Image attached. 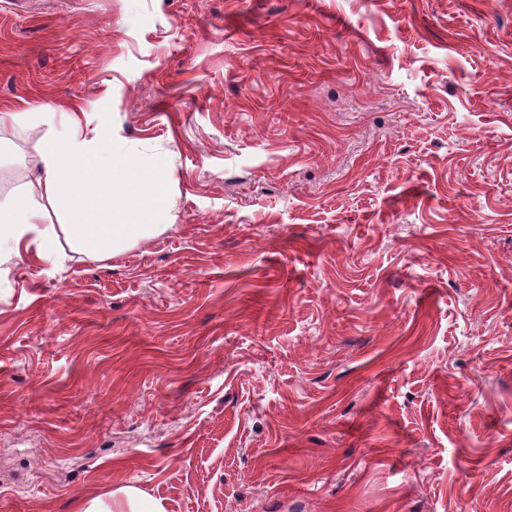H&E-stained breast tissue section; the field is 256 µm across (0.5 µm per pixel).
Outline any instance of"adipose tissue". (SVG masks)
<instances>
[{
  "label": "adipose tissue",
  "instance_id": "adipose-tissue-1",
  "mask_svg": "<svg viewBox=\"0 0 512 512\" xmlns=\"http://www.w3.org/2000/svg\"><path fill=\"white\" fill-rule=\"evenodd\" d=\"M42 130L43 148L35 177L6 204H0V257L18 253L22 241L53 257L55 229L46 210L73 217L68 231L85 250L103 258L158 233L159 212L167 206L163 181H148L139 155L116 149L101 158L98 142L78 128L58 134L47 113L26 116Z\"/></svg>",
  "mask_w": 512,
  "mask_h": 512
}]
</instances>
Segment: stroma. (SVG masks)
<instances>
[{
  "mask_svg": "<svg viewBox=\"0 0 512 512\" xmlns=\"http://www.w3.org/2000/svg\"><path fill=\"white\" fill-rule=\"evenodd\" d=\"M27 112L173 207L0 263V512H512V0H0Z\"/></svg>",
  "mask_w": 512,
  "mask_h": 512,
  "instance_id": "1",
  "label": "stroma"
}]
</instances>
